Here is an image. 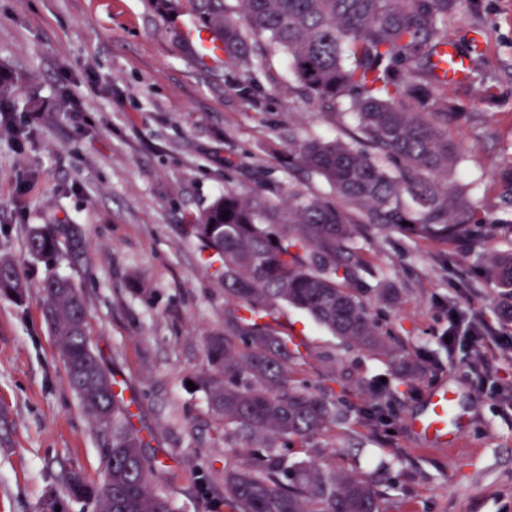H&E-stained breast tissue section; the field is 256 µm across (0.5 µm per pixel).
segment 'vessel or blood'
<instances>
[{"instance_id": "b4317fda", "label": "vessel or blood", "mask_w": 512, "mask_h": 512, "mask_svg": "<svg viewBox=\"0 0 512 512\" xmlns=\"http://www.w3.org/2000/svg\"><path fill=\"white\" fill-rule=\"evenodd\" d=\"M184 35L192 41L201 63L216 66L224 61L222 43L208 28L193 22L180 25ZM443 61L439 63V72L449 83L463 82L468 62L465 56L453 46L442 50ZM466 417L465 411L459 406L456 392L447 386H438L428 391L426 408L409 420V429L413 436L422 444L444 447L456 443Z\"/></svg>"}]
</instances>
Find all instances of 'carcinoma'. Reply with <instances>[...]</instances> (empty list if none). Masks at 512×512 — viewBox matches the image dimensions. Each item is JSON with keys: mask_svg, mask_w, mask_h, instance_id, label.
I'll return each instance as SVG.
<instances>
[{"mask_svg": "<svg viewBox=\"0 0 512 512\" xmlns=\"http://www.w3.org/2000/svg\"><path fill=\"white\" fill-rule=\"evenodd\" d=\"M164 15L186 13L209 26L224 55L246 80L248 98L258 52L285 55L295 93L314 103L338 129L331 140H297L293 164L327 183L331 195L291 187L244 196L233 189L189 216L207 269L224 280V332L205 338L208 370L200 379L209 397L224 456V512H383L375 482L347 470L286 455L336 423L333 391L314 393L296 376L307 364L302 343L282 329L278 312L291 306L350 347L385 358L390 379H364L378 399L375 414L398 401L399 386L419 374V361L394 346L372 313V298L394 306L398 289L361 256L366 232L400 233L416 243L471 247L512 227V156L499 172L498 207L454 180L468 148L448 135L464 118L448 100V81L436 71L442 47L456 42V21L476 18L467 33L468 81L484 79L485 49L493 31L482 21L484 0H159ZM20 79L0 77L3 130L18 109ZM227 219H222V213ZM72 224L33 228L27 250L51 259L80 249ZM219 268H213L214 263ZM484 279L512 296V248L498 253ZM27 288L14 261L0 256V296ZM44 318L55 336L68 382L93 425L108 435L102 476L71 483L66 495L95 502L97 512H176L156 487V469L143 452L112 378L87 335L79 289L50 275L42 284Z\"/></svg>", "mask_w": 512, "mask_h": 512, "instance_id": "cac0c4a2", "label": "carcinoma"}]
</instances>
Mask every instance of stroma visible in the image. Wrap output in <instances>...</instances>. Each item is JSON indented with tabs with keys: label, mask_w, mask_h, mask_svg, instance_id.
Returning a JSON list of instances; mask_svg holds the SVG:
<instances>
[{
	"label": "stroma",
	"mask_w": 512,
	"mask_h": 512,
	"mask_svg": "<svg viewBox=\"0 0 512 512\" xmlns=\"http://www.w3.org/2000/svg\"><path fill=\"white\" fill-rule=\"evenodd\" d=\"M495 29L487 57L491 88L452 84L448 95L474 125L455 134L471 157L462 179L496 198L495 173L512 146V0H486ZM0 71L22 76L17 134L0 135V255L28 283L22 301L0 297V512H42L67 466L88 478L103 469L104 437L71 389L44 319L41 282L73 281L87 307L92 346L144 437L158 485L177 512H224V449L213 446L203 340L224 329V285L210 276L182 231L224 188L248 195L261 177L329 195V186L289 171V131L334 136L331 119L299 99L285 58L261 52L252 98L234 89L242 76L205 66L178 43L156 0H0ZM75 224L81 258L31 256L30 230ZM419 245L373 233L365 257L401 290L394 306L372 311L425 371L384 420L359 422L376 401L359 377H384L382 359L342 344L304 312L279 320L309 353L302 374L316 392L339 398V417L306 452L322 463L372 477L384 512H512V322L482 279L491 258L511 246ZM484 319L479 349L448 344V307ZM348 372L344 385L330 376ZM195 389H188V382ZM448 385L469 422L453 448L419 443L408 429L429 389Z\"/></svg>",
	"instance_id": "35a3bbf8"
}]
</instances>
